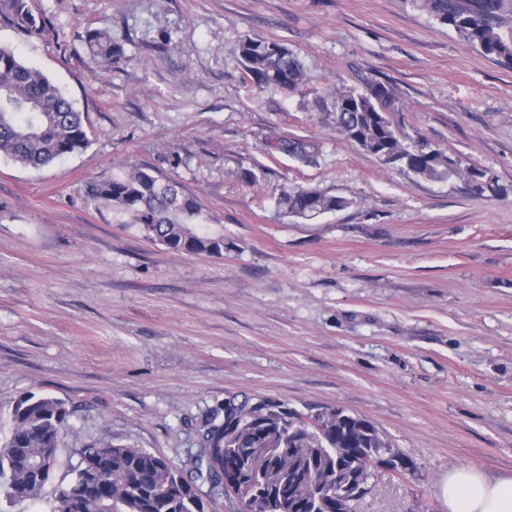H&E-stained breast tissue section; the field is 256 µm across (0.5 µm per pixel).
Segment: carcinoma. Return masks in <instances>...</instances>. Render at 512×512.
Segmentation results:
<instances>
[{"label":"carcinoma","mask_w":512,"mask_h":512,"mask_svg":"<svg viewBox=\"0 0 512 512\" xmlns=\"http://www.w3.org/2000/svg\"><path fill=\"white\" fill-rule=\"evenodd\" d=\"M505 0H411L480 53L512 68V30L497 22ZM31 39L49 33L33 0H0V29ZM92 57L112 62V31H87ZM246 76L264 88L301 94L307 76L298 57L278 42L246 37L234 48ZM343 141L430 181L454 178L477 195L502 192L488 169L463 166L425 142H410L392 115L402 111L392 86L368 81L338 87L319 104ZM92 144L87 117L40 69L0 44V156L24 168L41 169ZM284 149L304 163L315 147L288 141ZM84 202L135 224L164 248L180 253H224V234L201 232L211 217L181 184L150 168L88 181ZM294 217L312 219L350 205L318 189H297L278 201ZM69 410L48 394L28 392L10 413L0 439V495L9 503H45L46 512H206L212 493L233 495L245 512H356L369 492L372 470L396 474L414 469L413 459L392 446L368 419L343 408L304 414L272 398L230 395L207 410L197 428L195 480H187L165 457L144 448L99 438L79 452L75 464L59 457L61 427ZM62 480L46 496L54 472ZM209 484L203 498L200 484Z\"/></svg>","instance_id":"cac0c4a2"}]
</instances>
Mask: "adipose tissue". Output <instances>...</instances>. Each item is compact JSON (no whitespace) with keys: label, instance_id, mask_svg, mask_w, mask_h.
<instances>
[{"label":"adipose tissue","instance_id":"ef3b65f1","mask_svg":"<svg viewBox=\"0 0 512 512\" xmlns=\"http://www.w3.org/2000/svg\"><path fill=\"white\" fill-rule=\"evenodd\" d=\"M448 512H512V476L492 477L474 465L450 469L439 482Z\"/></svg>","mask_w":512,"mask_h":512}]
</instances>
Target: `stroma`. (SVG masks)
I'll list each match as a JSON object with an SVG mask.
<instances>
[{
    "label": "stroma",
    "mask_w": 512,
    "mask_h": 512,
    "mask_svg": "<svg viewBox=\"0 0 512 512\" xmlns=\"http://www.w3.org/2000/svg\"><path fill=\"white\" fill-rule=\"evenodd\" d=\"M42 39L0 30L87 115L93 142L36 171L0 158V436L25 393L70 410L61 458L107 437L188 469L230 393L372 421L416 464L376 470L358 512H448L468 463L512 476V70L410 0H34ZM109 27L112 65L87 30ZM284 43L304 94L233 49ZM392 84L406 135L489 169L507 195L428 181L340 140L314 100ZM318 144L315 162L282 141ZM179 181L223 256L171 252L83 200L131 166ZM350 201L310 220L279 198Z\"/></svg>",
    "instance_id": "1"
}]
</instances>
